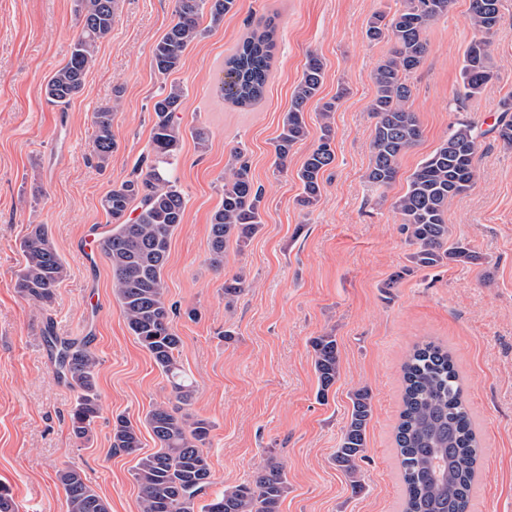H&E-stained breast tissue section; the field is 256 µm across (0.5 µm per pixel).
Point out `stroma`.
Returning a JSON list of instances; mask_svg holds the SVG:
<instances>
[{"instance_id": "obj_1", "label": "stroma", "mask_w": 512, "mask_h": 512, "mask_svg": "<svg viewBox=\"0 0 512 512\" xmlns=\"http://www.w3.org/2000/svg\"><path fill=\"white\" fill-rule=\"evenodd\" d=\"M173 5L121 0L82 93L61 107L44 88L81 33L76 0H0V486L17 512H67L57 473L68 465L81 469L110 512H140L136 458L112 450V423L120 414L144 421L174 397L128 331L107 260L83 254L81 240L110 230L100 200L146 155L154 98L174 83L186 91L183 127L209 134L206 149L189 134L179 147L173 176L187 206L163 270L180 360L196 386L190 410L213 424L211 483L199 504L252 482L272 462L288 480L280 512H400L401 364L414 343L434 339L453 354L483 440L473 510L512 512V149L482 138L477 182L448 206V240L467 243L475 262L411 268L412 247L392 207L457 117L485 130L496 122L499 100L512 92V0H500L501 24L489 39L495 78L470 101L457 99L474 38L470 0H453L428 28L426 57L409 79L422 137L402 155L396 182L381 190L365 179L375 124L369 75L390 44L364 31L375 12H396L402 0H238L235 14L162 75L151 50ZM270 15L277 26L271 78L262 101L242 110L222 97L224 59L249 25ZM311 54L324 63L323 85L306 107L307 138L280 163L274 144ZM333 97L336 160L307 210L297 203L298 171L321 134L320 103ZM111 102L117 149L101 169L92 117ZM237 148L263 189L262 226L243 250L229 248L216 270L208 261L210 219ZM32 224L49 226L68 265L49 307L14 286L24 263L20 241ZM236 276L243 290L229 307L224 283ZM325 333L336 338L340 372L323 400L310 342ZM51 336L87 341L98 359L101 411L89 439L71 432L76 392L55 374ZM360 388L371 394L372 417L356 490L333 456Z\"/></svg>"}]
</instances>
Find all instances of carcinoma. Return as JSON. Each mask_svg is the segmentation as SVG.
Here are the masks:
<instances>
[{
    "label": "carcinoma",
    "mask_w": 512,
    "mask_h": 512,
    "mask_svg": "<svg viewBox=\"0 0 512 512\" xmlns=\"http://www.w3.org/2000/svg\"><path fill=\"white\" fill-rule=\"evenodd\" d=\"M120 0H78L82 31L65 65L45 86L53 103L67 106L85 85L98 44L112 30ZM452 0H404L393 15L373 14L365 27L371 41L392 42L389 56L370 74L375 95L369 110L376 119L367 182L387 188L397 179L402 154L421 139L418 117L408 105L412 96L410 74L427 53L425 32L448 13ZM237 0H175L174 21L152 48L151 65L167 75L182 63L186 49L203 35L201 20L209 15L218 26L236 11ZM471 23L478 38L465 51L460 71L462 95L478 96L495 73L489 64L488 37L501 22L499 0H471ZM276 47V25L270 17L259 22L235 46L224 62V99L239 108L262 99ZM324 64L309 55L295 86L290 107L276 139L275 154L284 161L293 147L307 137V104L318 95ZM184 92L180 85L163 89L152 105L153 126L148 155L134 175L113 186L101 207L114 227L100 240V252L112 270L113 290L122 306L127 328L168 379L176 404H161L146 416L157 449L137 458L133 477L140 490V512H278L288 491L285 473L278 466L260 472L250 484L224 488L210 503L197 499L210 484L207 449L212 424L189 411L194 386L180 360L182 339L171 326L173 306L166 298L163 269L171 239L183 223L186 198L171 175L184 129L177 120ZM341 95L323 102L326 119L317 143L307 154L298 178L302 184L300 206H314L321 195L323 174L336 159L335 138L328 119ZM501 116L490 129L496 139L512 148V94L500 101ZM112 106L93 115L94 152L100 165L112 157ZM477 125L465 117L450 125L448 135L411 175L405 192L394 202L407 241L416 246L411 262L429 268L449 259L470 263L475 255L458 242H448V204L470 190L477 177ZM262 189L256 186L249 163L236 149L224 174L220 206L210 220L209 262L220 270L230 244L246 247L261 227ZM20 248L25 263L17 273L15 288L23 297L50 306L68 268L45 224H31ZM314 366L321 399H327L340 371L336 339L324 334L313 338ZM57 375L76 392L69 412L72 433L89 435L100 411L95 354L75 340H54ZM402 410L395 428L399 469L405 488L401 512H468L480 459V438L464 397L458 371L448 349L434 341L415 344L402 363ZM350 419L336 449V465L361 487L358 460L365 448L366 429L372 415L371 396L357 389L351 396ZM111 447L127 454L141 448L140 425L119 415L112 424ZM67 512H109L107 503L85 481L76 467L58 471Z\"/></svg>",
    "instance_id": "obj_1"
}]
</instances>
